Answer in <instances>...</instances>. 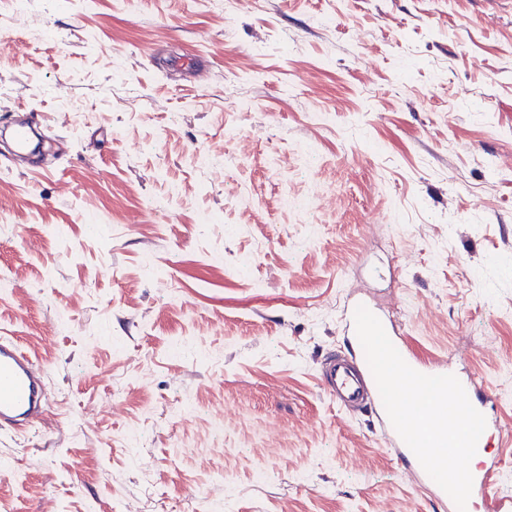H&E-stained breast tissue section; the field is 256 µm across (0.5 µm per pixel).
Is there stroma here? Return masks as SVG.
Instances as JSON below:
<instances>
[{"mask_svg": "<svg viewBox=\"0 0 512 512\" xmlns=\"http://www.w3.org/2000/svg\"><path fill=\"white\" fill-rule=\"evenodd\" d=\"M29 109L0 336L49 404L0 431L11 512H444L322 387L354 295L512 433V0H0V126ZM460 382L466 391L470 403L475 409L482 413L486 419V429L480 436L477 444L476 454H479L484 447L483 444L485 443L489 446V440L492 438L491 431L493 424L490 418V409H492L494 405V400L491 395L481 388L479 377L476 374H473L467 381Z\"/></svg>", "mask_w": 512, "mask_h": 512, "instance_id": "stroma-1", "label": "stroma"}]
</instances>
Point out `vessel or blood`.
<instances>
[{
  "label": "vessel or blood",
  "instance_id": "vessel-or-blood-1",
  "mask_svg": "<svg viewBox=\"0 0 512 512\" xmlns=\"http://www.w3.org/2000/svg\"><path fill=\"white\" fill-rule=\"evenodd\" d=\"M361 299L347 302L340 318L341 330L347 338L350 357H328L322 367L323 388L333 403L342 410L373 414L377 431L383 436L389 451L398 459L405 473L419 486L427 488L443 503L448 512H457L450 496L425 472L415 454L393 428L384 408L378 387L356 333L355 311ZM392 343L404 361L426 375H444L447 365H429L420 361L400 337ZM470 403L482 414H489L494 405L478 376L464 382ZM45 402V375L32 356L17 342L0 337V429L27 432Z\"/></svg>",
  "mask_w": 512,
  "mask_h": 512
}]
</instances>
